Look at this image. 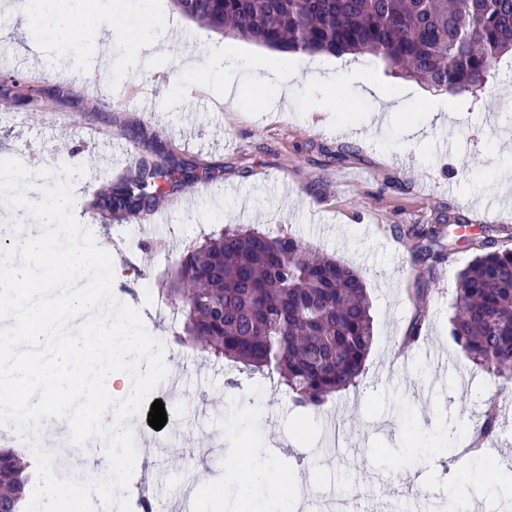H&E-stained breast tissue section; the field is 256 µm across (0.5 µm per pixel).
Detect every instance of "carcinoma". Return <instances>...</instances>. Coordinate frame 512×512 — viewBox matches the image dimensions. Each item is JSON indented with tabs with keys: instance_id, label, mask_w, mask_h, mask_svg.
Segmentation results:
<instances>
[{
	"instance_id": "carcinoma-1",
	"label": "carcinoma",
	"mask_w": 512,
	"mask_h": 512,
	"mask_svg": "<svg viewBox=\"0 0 512 512\" xmlns=\"http://www.w3.org/2000/svg\"><path fill=\"white\" fill-rule=\"evenodd\" d=\"M180 12L214 32L284 52L371 55L437 91L473 96L497 64L512 55V0H174ZM13 107L44 89L9 74ZM141 161L95 206L121 216L149 208L166 187L199 178L198 165L162 146ZM442 225L411 230L415 257L430 251ZM460 272L450 337L475 365L512 378V249L492 239ZM176 296L182 330L174 342L202 348L217 362L274 368L295 406L318 410L356 383L374 341L362 276L316 255L291 234L271 236L229 226L180 255ZM429 306L418 303L409 339L419 337ZM497 427L487 402L481 433ZM34 472L12 448H0V512H24Z\"/></svg>"
}]
</instances>
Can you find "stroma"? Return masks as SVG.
<instances>
[{"instance_id":"35a3bbf8","label":"stroma","mask_w":512,"mask_h":512,"mask_svg":"<svg viewBox=\"0 0 512 512\" xmlns=\"http://www.w3.org/2000/svg\"><path fill=\"white\" fill-rule=\"evenodd\" d=\"M108 0H60L77 22L67 53L42 50V86H60V73L87 70L104 79L102 100L83 93L57 102L66 124L46 128L39 112L12 111L0 123V157L36 155L40 169L19 167L22 180L48 189L71 188L84 195L88 183L105 176L95 167L81 137L92 129L112 133V148L135 147V160L153 159L159 139L180 160L209 167L210 182L184 189L194 198L186 210L168 211V231L155 235L151 224L132 221L121 228L112 250V292L137 309L146 330L164 346V360L181 381L168 406L177 428L162 433L163 447L143 452L128 489L130 502L161 490L168 512L180 506L184 484L195 490L194 512H220L209 475L224 460L211 446L249 439L256 459L294 460L310 482L309 504L319 496L358 489L359 512H435L452 495L457 452L466 439L455 427L476 426L485 403L496 399L497 432L485 454L512 468V381L482 371L449 337L451 304L459 272L477 254L474 237L492 230L512 247V189L502 190L512 156L498 142L512 140V68L498 69L482 93L453 94L392 73L385 62L353 57L370 72L379 95L363 94L357 79L336 80L325 56L279 52L240 38L205 32L168 0L162 15L149 18L138 7L115 12L112 66L104 68L85 37ZM178 31L167 60L147 70L132 57L131 32L146 22ZM224 52V85L240 90L246 107L209 103L215 95L206 67L181 74L188 54L206 57L210 47ZM318 72L335 85L326 108L307 97V75ZM289 77L294 96L287 110H273V73ZM153 93L154 111L137 108L130 89ZM234 186L235 194L210 193V186ZM455 216L466 235L453 240L452 260L434 267L412 259L408 230L440 224ZM242 225L260 232L291 234L313 249L336 257L363 276L370 301L374 344L357 386L336 393L317 411L296 409L277 374L219 365L197 350L179 348L154 295L167 287L183 245ZM427 292L431 317L414 344H404L416 296ZM261 400L257 424L237 417L238 405ZM337 417L340 441L328 440V420ZM417 469L406 472V456Z\"/></svg>"}]
</instances>
